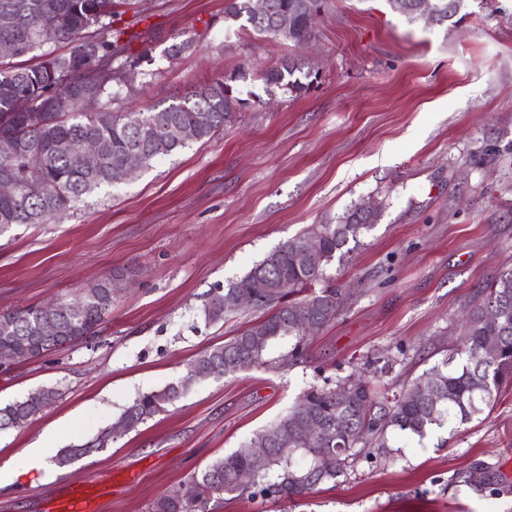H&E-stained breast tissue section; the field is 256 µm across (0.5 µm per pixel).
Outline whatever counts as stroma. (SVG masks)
Masks as SVG:
<instances>
[{"instance_id":"1","label":"stroma","mask_w":512,"mask_h":512,"mask_svg":"<svg viewBox=\"0 0 512 512\" xmlns=\"http://www.w3.org/2000/svg\"><path fill=\"white\" fill-rule=\"evenodd\" d=\"M224 7L134 0L154 60L113 106L164 107L232 75L246 104L223 132L45 223L0 230V312L116 283L101 335L0 372V408L44 386L63 393L26 426L0 430V467L53 428L61 449L95 438L139 395L180 381L259 316L244 307L207 322L211 293L308 226L370 206L373 229L326 267L343 308L301 363L194 383L107 448L0 489V512H47L64 484L89 479L111 488L95 512H147L310 387L358 371L397 391L441 364L459 346L463 311L512 268V0H465L440 24L391 0H327L303 48L225 24ZM287 59L317 73L309 92L266 82ZM387 442L305 496L228 494L217 512H512V383L466 425ZM476 467L490 481H464Z\"/></svg>"}]
</instances>
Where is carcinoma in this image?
I'll return each instance as SVG.
<instances>
[{
	"instance_id": "cac0c4a2",
	"label": "carcinoma",
	"mask_w": 512,
	"mask_h": 512,
	"mask_svg": "<svg viewBox=\"0 0 512 512\" xmlns=\"http://www.w3.org/2000/svg\"><path fill=\"white\" fill-rule=\"evenodd\" d=\"M271 11L262 20L255 18L250 0H226L224 21L245 22L254 32L271 35L302 46L313 37L314 24L326 0H268ZM463 0H434L433 21L443 23L457 15ZM128 0H0V17L17 12V23L0 24V42L22 45L21 55H32L35 62L0 66V135L14 139L21 150L10 159L0 158V173L13 179L14 190H0V224H41L58 212L71 208L93 191L112 184L111 170L123 165L135 152L142 168L186 147L170 142L159 147L153 136L161 126H191L195 141L211 139L246 104L238 97L230 79L224 77L186 94L165 107L146 112H114L123 85L116 74L137 68L151 57L145 34H136L122 24L119 9ZM58 27L55 41L45 43L42 30ZM140 40L143 49L134 53L131 43ZM70 46L67 53L60 45ZM297 67L285 61L266 73V80L300 95L314 84L294 77ZM26 96L50 107V119L31 129L24 115L13 112L15 98ZM87 137L109 142L110 151L101 167L85 170L80 162V145ZM34 146L43 155L42 166L28 168L26 148ZM40 180L45 193L29 197L25 184ZM379 213L356 206L338 224H312L268 252L239 280L222 292L212 294L204 307L210 322L224 319V300L252 291L253 282L268 279L270 294L260 298L255 309L263 316L239 335L201 353L195 360L197 380L236 374L256 366L283 368L303 357L306 336L303 322L311 320L323 328L340 312L342 292L333 287L315 288L324 280V266L336 256H345L344 247L377 223ZM316 235L324 254L322 265L312 269L296 258L295 250L303 239ZM109 279L97 280L81 290L85 308L79 315L62 308L54 313L58 336L50 342L24 341L35 334L46 320L42 309L0 313V349L14 351L20 364L66 349L99 334L104 317L112 307ZM462 324L460 342L467 355L464 363L451 368L450 360L434 367L425 376L393 394L376 392L362 376L350 374L340 380L349 384V395L336 400L334 388H311L304 394V412L291 408L257 433L250 445L269 448L264 463L256 467L240 452L217 457L201 471L187 477L180 488L159 496L148 512H216L224 495L251 492L278 498L302 496L314 486L344 474L354 448L382 438L390 428L418 436L428 429L461 425L481 414L494 402V393L512 381V269L498 273L484 289ZM293 340L291 349L275 361L264 359L268 345L277 339ZM185 379L162 389L144 393L127 406L115 425L127 432L155 414L164 411L190 387ZM62 392L42 387L4 408L0 416L15 417L22 427L57 402ZM316 418L330 428V435L303 441L295 429L302 415ZM102 449L87 442L61 450L56 458L60 467Z\"/></svg>"
}]
</instances>
